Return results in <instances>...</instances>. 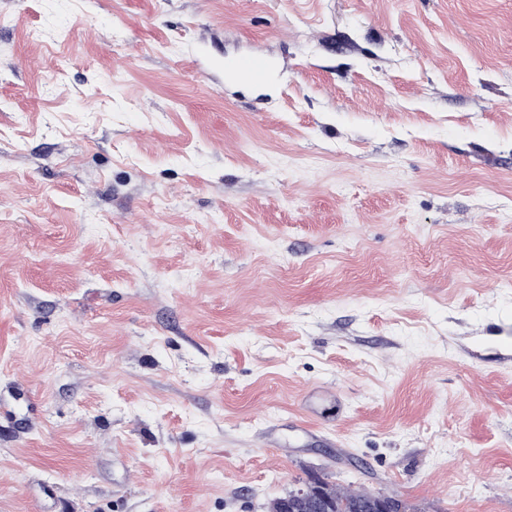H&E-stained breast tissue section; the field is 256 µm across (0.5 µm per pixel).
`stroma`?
I'll return each instance as SVG.
<instances>
[{"instance_id": "1", "label": "stroma", "mask_w": 512, "mask_h": 512, "mask_svg": "<svg viewBox=\"0 0 512 512\" xmlns=\"http://www.w3.org/2000/svg\"><path fill=\"white\" fill-rule=\"evenodd\" d=\"M314 477L512 512V0H0V512ZM224 72L241 76L253 83L265 84L271 77L270 61L262 55H248L224 62Z\"/></svg>"}]
</instances>
